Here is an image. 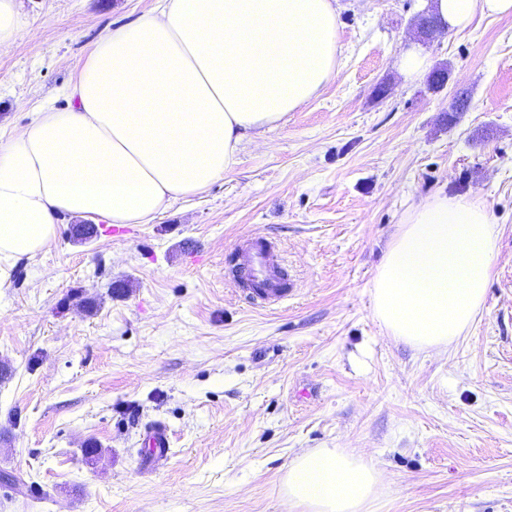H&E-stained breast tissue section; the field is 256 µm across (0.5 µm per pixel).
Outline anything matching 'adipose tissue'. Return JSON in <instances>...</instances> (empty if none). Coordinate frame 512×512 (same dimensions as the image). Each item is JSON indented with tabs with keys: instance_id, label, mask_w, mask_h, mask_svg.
I'll return each mask as SVG.
<instances>
[{
	"instance_id": "adipose-tissue-1",
	"label": "adipose tissue",
	"mask_w": 512,
	"mask_h": 512,
	"mask_svg": "<svg viewBox=\"0 0 512 512\" xmlns=\"http://www.w3.org/2000/svg\"><path fill=\"white\" fill-rule=\"evenodd\" d=\"M452 29L512 0H432ZM333 0H157L91 48L67 87L0 134V282L57 236L61 216L144 224L206 191L243 145L279 125L335 75ZM378 472L335 448L297 455L290 512H362Z\"/></svg>"
}]
</instances>
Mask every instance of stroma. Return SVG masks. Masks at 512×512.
I'll return each instance as SVG.
<instances>
[{
	"instance_id": "obj_1",
	"label": "stroma",
	"mask_w": 512,
	"mask_h": 512,
	"mask_svg": "<svg viewBox=\"0 0 512 512\" xmlns=\"http://www.w3.org/2000/svg\"><path fill=\"white\" fill-rule=\"evenodd\" d=\"M155 4L19 0L0 130L67 107L91 46ZM337 5L335 76L207 192L86 241L64 219L0 284V512H285L288 464L317 448L381 471L364 512H512V14L423 42L429 0ZM413 48L447 67L442 89L402 73ZM440 191L484 203L498 236L473 325L436 352L386 334L372 286L409 208ZM248 238L279 248L277 304L231 272ZM155 420L173 455L147 474Z\"/></svg>"
}]
</instances>
